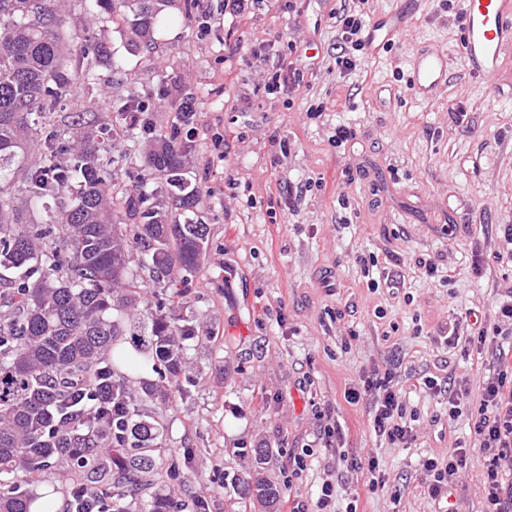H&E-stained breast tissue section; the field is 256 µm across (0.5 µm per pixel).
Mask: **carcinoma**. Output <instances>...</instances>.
I'll list each match as a JSON object with an SVG mask.
<instances>
[{"mask_svg":"<svg viewBox=\"0 0 512 512\" xmlns=\"http://www.w3.org/2000/svg\"><path fill=\"white\" fill-rule=\"evenodd\" d=\"M65 2L0 0V512H31L34 488L63 474L62 461L70 504L208 512L202 500L188 505L157 488L164 477L180 478L188 458L161 453L163 416L143 411L180 391L185 342L196 336L193 322L167 313L207 243L184 161L192 145L175 130L159 135L140 172L121 185L101 156L127 158L124 143L147 127L149 101L117 98L123 124L110 130L51 120L65 92L92 89L96 68L112 62L97 24L127 22L131 42L150 51L173 0H84L89 19L79 29L63 25ZM33 143L39 160L25 169L21 200L42 207L47 222L17 224L10 183ZM154 175L163 183L151 189ZM134 262L148 279L134 278ZM151 286L155 302L142 311V290ZM150 362L168 385L136 382ZM236 489L267 509L281 494L257 473Z\"/></svg>","mask_w":512,"mask_h":512,"instance_id":"carcinoma-1","label":"carcinoma"}]
</instances>
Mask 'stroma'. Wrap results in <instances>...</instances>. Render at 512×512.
<instances>
[{"mask_svg": "<svg viewBox=\"0 0 512 512\" xmlns=\"http://www.w3.org/2000/svg\"><path fill=\"white\" fill-rule=\"evenodd\" d=\"M390 3L252 0L238 13L225 0H194L187 16L174 6L151 76L124 27L107 23L96 34L114 66L101 67L93 96L67 94L53 115L61 125L112 127L119 89L153 98L152 132L166 134L181 96L197 97L188 177L208 243L172 313L202 330L184 352L182 392L162 408L165 448L192 462L164 486L200 497L210 512H259L234 488L254 466L244 450L259 447L270 451L263 476L305 512H319L326 480L334 512L485 508L477 453L450 500L428 496L423 461L474 440L465 417L449 421L447 395L423 379H467L462 408L477 410L490 357L466 354L465 337L478 322L512 348V324L496 313L512 291V51L501 58L507 91L491 98L459 59L456 8L422 0L393 45L359 51L345 68L337 16ZM423 46L454 60L429 103L406 84ZM291 67L299 91L269 93L272 73ZM340 126L350 133L343 143ZM445 323L457 324L461 343L440 339ZM375 370L392 373L416 414L410 447L376 437L368 399L346 397ZM372 458L388 477L373 492Z\"/></svg>", "mask_w": 512, "mask_h": 512, "instance_id": "1", "label": "stroma"}]
</instances>
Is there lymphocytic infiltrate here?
<instances>
[{
	"label": "lymphocytic infiltrate",
	"mask_w": 512,
	"mask_h": 512,
	"mask_svg": "<svg viewBox=\"0 0 512 512\" xmlns=\"http://www.w3.org/2000/svg\"><path fill=\"white\" fill-rule=\"evenodd\" d=\"M476 342L477 350L490 353L493 368L482 386L476 413L467 416L476 449L483 455L478 479L484 492V512H512V350L504 349L483 331ZM364 395L372 398L369 423L373 432L389 444L407 445L412 427L391 373H372L361 387L347 393L354 402ZM473 450L452 448L447 462L435 458L425 462L426 472L432 475L428 486L431 498L447 495L459 473L467 468Z\"/></svg>",
	"instance_id": "obj_1"
}]
</instances>
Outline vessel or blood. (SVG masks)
Returning a JSON list of instances; mask_svg holds the SVG:
<instances>
[{
    "mask_svg": "<svg viewBox=\"0 0 512 512\" xmlns=\"http://www.w3.org/2000/svg\"><path fill=\"white\" fill-rule=\"evenodd\" d=\"M461 19V56L468 71L495 83L502 55L512 50V0H457ZM408 16L396 5L374 15L367 25L366 41L372 52L384 49L403 31ZM447 52L422 50L413 58L409 84L425 101L433 100L446 82Z\"/></svg>",
    "mask_w": 512,
    "mask_h": 512,
    "instance_id": "b4317fda",
    "label": "vessel or blood"
}]
</instances>
